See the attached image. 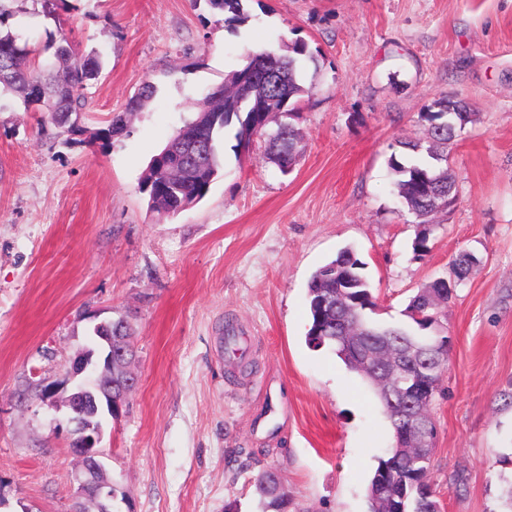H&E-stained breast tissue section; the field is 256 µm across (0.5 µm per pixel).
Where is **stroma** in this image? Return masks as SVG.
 <instances>
[{
	"label": "stroma",
	"mask_w": 512,
	"mask_h": 512,
	"mask_svg": "<svg viewBox=\"0 0 512 512\" xmlns=\"http://www.w3.org/2000/svg\"><path fill=\"white\" fill-rule=\"evenodd\" d=\"M234 26L207 0H64L26 30L98 53L99 80L69 124L0 98V512H71L82 464L64 410L20 401L63 380L94 326L124 318L138 376L103 422L117 512H259L253 481L277 470L288 512H367L392 442L369 386L306 342L307 284L347 246L364 262L373 321L404 326L419 288L478 259L443 319L452 340L431 480L442 512H501L512 492V0H242ZM305 40L314 91L289 173L261 143L234 151L206 197L173 216L139 190L153 155L252 47ZM127 130L96 139L144 82ZM475 122L451 155L457 203L419 230L400 208L391 155L422 137L439 98ZM235 331L238 350L226 349Z\"/></svg>",
	"instance_id": "stroma-1"
}]
</instances>
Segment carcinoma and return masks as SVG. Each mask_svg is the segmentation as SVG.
Masks as SVG:
<instances>
[{"label": "carcinoma", "mask_w": 512, "mask_h": 512, "mask_svg": "<svg viewBox=\"0 0 512 512\" xmlns=\"http://www.w3.org/2000/svg\"><path fill=\"white\" fill-rule=\"evenodd\" d=\"M26 0H0V92H18L27 111L54 112L68 116L82 109L88 90L98 80L102 64L94 55H83L65 34L55 46L53 59L39 60L23 34L9 20L26 13L34 23L56 19V0H39L42 9L30 12L23 9ZM208 4L232 13V20L245 23L241 0H207ZM252 62L264 64L265 58L275 60L281 80L276 92V108L280 118L270 124L266 115L250 111L244 103L234 111L224 107V92L236 96L241 71L234 70L224 78V84L212 90L184 126L194 127L204 138L200 145L184 153L182 166L173 174L160 168L147 167L141 191L148 198L150 209L159 215H174L190 195L203 199L224 166L225 130L237 125L238 143L250 141L255 135L265 143L266 156L284 174L295 165L302 151V139L293 123L296 105L312 92L305 85L303 69L309 59L304 43L295 42L285 49H249ZM154 87L145 82L129 99L123 111L112 117L108 128L99 132L103 140L124 133L126 115L140 111L153 97ZM448 101L439 103L437 112L426 113L428 127L424 138L403 143L415 158L401 162L391 156L389 164L398 176L396 186L401 205L421 224L415 238L414 250L427 248L431 214L440 197L456 198L455 177L448 162V146L456 129L475 121L477 113L465 112L453 123L444 120ZM477 258L468 251L460 252L451 263L450 278L454 287L448 288L433 280L420 289L408 304L410 326L389 327L372 321L367 311L374 310L375 298L370 285L361 273L363 263L354 251L346 247L336 258L320 267L308 285L310 325L308 344L316 349L332 350L352 371L362 373L361 360L370 350H386L391 356L383 360L377 377H392V384L401 393L389 402L387 395L375 390L393 431L403 429L408 417L415 412L420 397L413 390L426 388L427 404H432L441 391L443 372L448 364V336L438 335L439 322L448 302L469 276ZM431 461L422 460L415 450L394 448L380 459L366 489L369 512H441L429 473ZM254 492L265 512H285L288 494L278 474L266 470L254 481Z\"/></svg>", "instance_id": "carcinoma-1"}]
</instances>
